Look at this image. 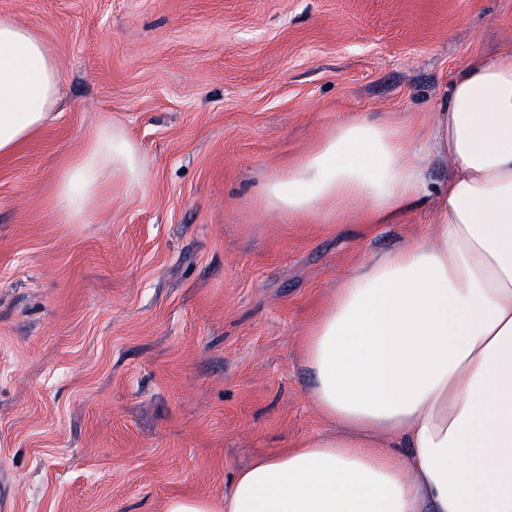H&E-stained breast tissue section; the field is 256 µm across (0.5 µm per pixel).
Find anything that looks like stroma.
<instances>
[{
	"mask_svg": "<svg viewBox=\"0 0 512 512\" xmlns=\"http://www.w3.org/2000/svg\"><path fill=\"white\" fill-rule=\"evenodd\" d=\"M61 73L0 160V473L14 512H166L256 456L333 435L302 339L339 280L428 238L293 218L266 181L368 114L417 132L453 76L512 51V0H0ZM111 118L145 159L85 223L62 164Z\"/></svg>",
	"mask_w": 512,
	"mask_h": 512,
	"instance_id": "35a3bbf8",
	"label": "stroma"
}]
</instances>
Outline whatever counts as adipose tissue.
Listing matches in <instances>:
<instances>
[{"instance_id": "ef3b65f1", "label": "adipose tissue", "mask_w": 512, "mask_h": 512, "mask_svg": "<svg viewBox=\"0 0 512 512\" xmlns=\"http://www.w3.org/2000/svg\"><path fill=\"white\" fill-rule=\"evenodd\" d=\"M60 79L42 37L1 16L0 159L44 128ZM436 160L448 180L434 190ZM142 170L138 145L102 122L57 179L66 223ZM262 196L365 224L428 202L435 222L345 277L304 338L312 398L339 434L257 458L223 503L176 497L167 512H512V53L457 73L418 137L354 116Z\"/></svg>"}]
</instances>
